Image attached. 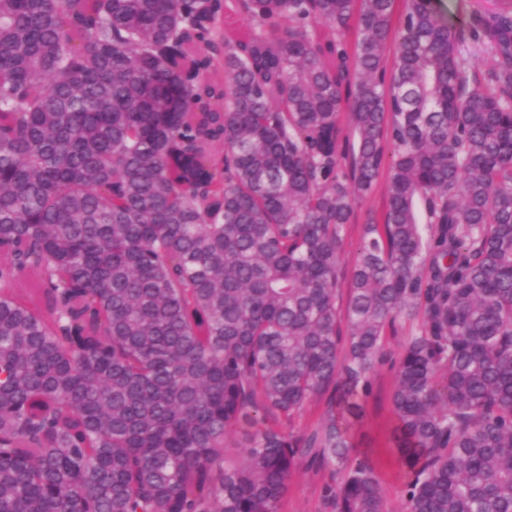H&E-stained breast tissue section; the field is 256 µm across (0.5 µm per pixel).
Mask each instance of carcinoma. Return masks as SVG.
<instances>
[{
	"instance_id": "1",
	"label": "carcinoma",
	"mask_w": 512,
	"mask_h": 512,
	"mask_svg": "<svg viewBox=\"0 0 512 512\" xmlns=\"http://www.w3.org/2000/svg\"><path fill=\"white\" fill-rule=\"evenodd\" d=\"M419 316L405 512H512V0H0V512H388ZM479 0H433L437 15L447 24L459 25ZM385 203L386 178L382 174L372 193L357 207V217L353 223L347 225L344 233L337 284V304L341 309L346 308L350 299L354 263L362 243L367 217L370 214L379 217L385 208ZM420 321H397L394 333L387 329L383 361L369 374L371 393L363 400V417L354 431L357 457L374 466L385 490L388 512H404L406 469L397 459L389 442L393 426L390 397L395 385L396 364L410 336ZM329 410V403L327 396L315 399L308 407L298 416L291 428L296 433L311 434L318 431L321 427L323 419ZM337 479L331 469L318 461L304 460L290 482L281 512H330L326 490Z\"/></svg>"
}]
</instances>
